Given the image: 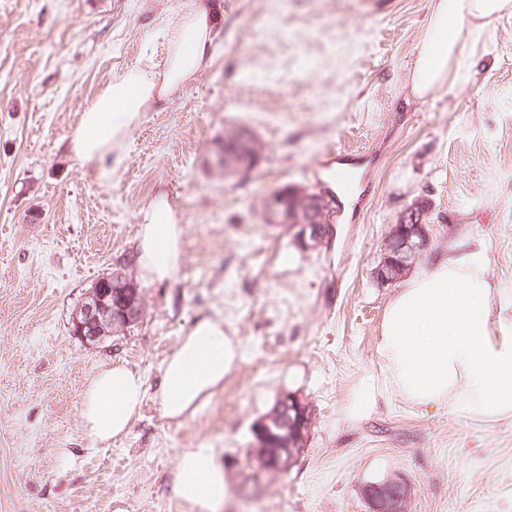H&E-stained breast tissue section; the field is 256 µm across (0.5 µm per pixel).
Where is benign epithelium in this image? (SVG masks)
Returning a JSON list of instances; mask_svg holds the SVG:
<instances>
[{"label": "benign epithelium", "instance_id": "obj_1", "mask_svg": "<svg viewBox=\"0 0 512 512\" xmlns=\"http://www.w3.org/2000/svg\"><path fill=\"white\" fill-rule=\"evenodd\" d=\"M313 208L307 216L297 219L282 217L286 224L294 225V240L302 250L316 248L327 235L328 224L324 211ZM430 238L426 225L417 220V213L408 209L393 225L385 244L381 264L374 272L381 284H390L389 274L395 269L409 266L429 245ZM111 277L103 276L95 281L86 294L80 307L72 318L71 333L88 346H95L103 341V327L120 318L128 325L141 321L142 312L137 297H127L112 304ZM281 400L296 412L297 420L289 422L293 431L298 433L305 424L307 402L295 393L281 395ZM410 493L408 483L394 479L386 485H371L366 490L365 501L369 512H406V503Z\"/></svg>", "mask_w": 512, "mask_h": 512}]
</instances>
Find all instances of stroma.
<instances>
[{
  "instance_id": "stroma-1",
  "label": "stroma",
  "mask_w": 512,
  "mask_h": 512,
  "mask_svg": "<svg viewBox=\"0 0 512 512\" xmlns=\"http://www.w3.org/2000/svg\"><path fill=\"white\" fill-rule=\"evenodd\" d=\"M187 0H0V512H190L171 485L185 448H215L220 512H368L365 484L405 478L407 512H512V417L482 421L391 395L346 409L378 376L397 285L372 276L393 224L430 202L414 268L482 242L491 304L512 322V14L466 34L451 85L410 89L431 0H217L210 63L146 112L111 173L70 152L86 103L132 66H160L161 33ZM249 127L264 146L230 178L216 135ZM364 152L353 192L326 153ZM292 184L333 200L330 231L304 252L265 223L263 196ZM166 190L184 227L173 282L141 278L144 318L92 348L71 317L94 281L135 253L138 213ZM201 314L242 358L182 426L154 393ZM124 364L149 393L129 432L94 443L79 413L90 377ZM313 410L287 472L258 469L252 426L278 395Z\"/></svg>"
}]
</instances>
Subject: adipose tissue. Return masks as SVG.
I'll list each match as a JSON object with an SVG mask.
<instances>
[{
  "label": "adipose tissue",
  "instance_id": "1",
  "mask_svg": "<svg viewBox=\"0 0 512 512\" xmlns=\"http://www.w3.org/2000/svg\"><path fill=\"white\" fill-rule=\"evenodd\" d=\"M506 13H512V0H433L428 35L410 77L412 92L425 97L447 85L464 52L463 26L478 29ZM215 25L214 0H190L163 34V65L129 68L89 102L70 141L73 155L83 161L111 157L144 112L205 68ZM138 219L140 274L161 284L173 281L181 264L183 226L166 192H157ZM494 292L479 248L448 254L410 274L380 325L381 375L360 382L348 418L369 415L378 397L388 393L418 407L460 408L486 421L512 417V323L493 319ZM240 358V343L225 333L223 320L199 316L163 364L156 392L162 418L177 426L193 418ZM146 393L139 371L123 364L97 370L80 401L92 440L107 444L124 436ZM172 492L191 512H218L228 486L217 451L206 446L180 451Z\"/></svg>",
  "mask_w": 512,
  "mask_h": 512
}]
</instances>
